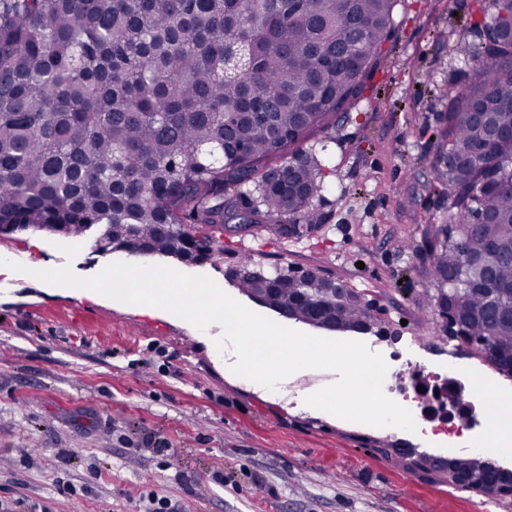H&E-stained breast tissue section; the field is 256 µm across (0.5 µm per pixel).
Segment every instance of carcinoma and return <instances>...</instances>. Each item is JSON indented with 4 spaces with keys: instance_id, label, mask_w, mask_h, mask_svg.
I'll return each instance as SVG.
<instances>
[{
    "instance_id": "carcinoma-1",
    "label": "carcinoma",
    "mask_w": 512,
    "mask_h": 512,
    "mask_svg": "<svg viewBox=\"0 0 512 512\" xmlns=\"http://www.w3.org/2000/svg\"><path fill=\"white\" fill-rule=\"evenodd\" d=\"M399 0H0V229L58 231L93 247L223 259L215 231L257 224L288 238L318 224L325 160L305 144L362 97ZM457 58L459 89L434 133L446 224L426 233L433 310L449 336L498 365L512 318L487 315L512 289V0H484ZM233 283L262 285L244 259ZM316 272L266 296L357 326Z\"/></svg>"
}]
</instances>
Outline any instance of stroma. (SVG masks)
I'll return each mask as SVG.
<instances>
[{
    "label": "stroma",
    "instance_id": "obj_1",
    "mask_svg": "<svg viewBox=\"0 0 512 512\" xmlns=\"http://www.w3.org/2000/svg\"><path fill=\"white\" fill-rule=\"evenodd\" d=\"M477 9L478 0H401L363 100L336 131L313 139L330 168L315 203L321 223L288 240L259 227L225 232L215 265L160 255L148 263L208 276L272 320L277 312L227 282L226 270L247 257L317 269L375 306L386 330L361 342L378 341L387 355L419 345L405 384L436 387L434 372L449 365L463 373L466 400L479 397L473 380L512 390V377L448 339L443 319L421 304L433 289L424 235L448 217L447 199L432 187L428 142L456 53L475 39ZM66 241L34 230L0 235V255L12 261L0 266V512H134L156 494L170 512H512L510 494L417 468L425 457L457 459L447 443L289 398L336 373L302 370L266 393L232 372V350L213 357L207 339L222 335L219 325L202 331L167 312L93 302L13 271L16 263L68 264L91 277L127 258L86 242L70 261L59 249ZM151 342L167 349V368L145 361Z\"/></svg>",
    "mask_w": 512,
    "mask_h": 512
}]
</instances>
